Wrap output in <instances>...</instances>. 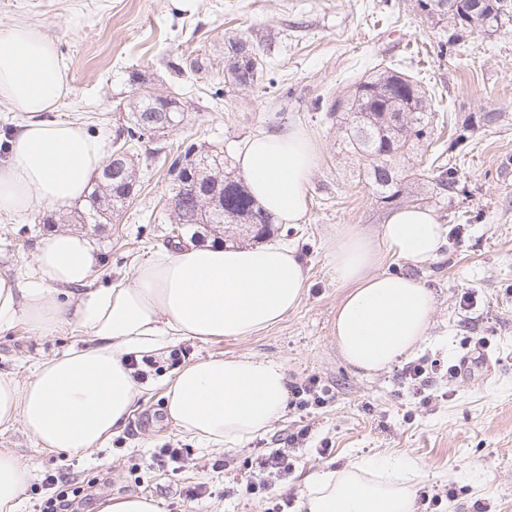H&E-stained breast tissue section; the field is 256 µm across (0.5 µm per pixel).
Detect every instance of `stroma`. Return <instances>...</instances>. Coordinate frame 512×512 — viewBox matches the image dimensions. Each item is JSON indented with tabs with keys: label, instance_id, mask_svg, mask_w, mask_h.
Masks as SVG:
<instances>
[{
	"label": "stroma",
	"instance_id": "obj_1",
	"mask_svg": "<svg viewBox=\"0 0 512 512\" xmlns=\"http://www.w3.org/2000/svg\"><path fill=\"white\" fill-rule=\"evenodd\" d=\"M16 23L39 27L64 60L69 92L57 118L106 142L123 126L119 104L131 74L187 103L183 124L143 147L146 180L118 220L79 225L103 258L95 286L118 282L169 246L163 206L170 177L161 146L188 139L232 155L256 132L306 128L317 154L307 220L270 231L297 248L308 270L299 306L253 336L181 339L171 347L188 364L242 354L273 359L288 383L315 376L331 390L324 406L287 407L268 432L241 448H202L165 420L162 381L172 368L168 353L157 354L150 388L124 426L91 453L50 452L21 426L0 428V451L13 452L31 474L16 512H38L46 477L65 464L92 496L76 502L75 512H99L107 499L127 494L157 499L162 512H261V504L232 489L249 479V456L287 447L289 434L303 425L311 426L310 438L296 450L294 473L282 488L292 500L288 512H300L309 474L341 469L359 455L409 463L415 489L443 492L435 512H512V25L460 31L422 12L416 0H0V28ZM235 36L264 53L261 77L248 87L224 82V44ZM196 56L209 58L206 70H172V63ZM396 64L434 90L435 122L454 143L445 162L458 171L457 189L421 188L423 207L448 226L438 257L414 263L387 254L376 267L410 276L434 296L428 335L409 356L427 367L421 392L399 363L375 375L355 373L332 336L345 293L330 263L336 233L350 225L378 238L392 207L360 177L343 131L318 102L376 66ZM218 87L224 95L216 101ZM486 112L497 113V121L483 125ZM49 212L35 206L22 224L0 216V271L17 274L22 285L31 281L40 241L56 230L42 221ZM94 344L72 322L35 336L19 321L0 332V373L22 380L41 361ZM452 364L461 367L453 377ZM166 445L188 449L180 467L151 465V454ZM325 445L329 455L319 456ZM200 482L207 496L187 501L184 487Z\"/></svg>",
	"mask_w": 512,
	"mask_h": 512
}]
</instances>
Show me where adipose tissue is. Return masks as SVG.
Returning <instances> with one entry per match:
<instances>
[{
	"mask_svg": "<svg viewBox=\"0 0 512 512\" xmlns=\"http://www.w3.org/2000/svg\"><path fill=\"white\" fill-rule=\"evenodd\" d=\"M68 92L65 64L53 40L17 24L0 29V101L28 116L0 140V215L21 218L35 206L64 210L81 200L105 164L103 139L76 122L54 118ZM251 193L279 224L304 223L316 150L301 126L260 132L237 158ZM448 227L429 209L390 214L379 239L346 226L331 262L348 292L334 325L336 345L354 371L372 374L411 351L428 333L431 292L414 279L376 273L382 252L415 263L433 259ZM98 248L83 234L42 240L29 287L0 274V330L25 322L33 335L74 320L96 344L42 361L25 380L0 373V426L21 425L52 451L86 454L112 435L145 391L124 358L168 343L251 336L294 310L307 286L295 247L187 243L140 262L132 276L96 288ZM76 291V306L59 288ZM287 379L279 362L252 356L210 357L166 381L167 421L201 447L235 449L264 434L285 411ZM30 479L18 456L0 452V512H14ZM414 490L395 465L359 458L312 474L304 512H413Z\"/></svg>",
	"mask_w": 512,
	"mask_h": 512,
	"instance_id": "ef3b65f1",
	"label": "adipose tissue"
}]
</instances>
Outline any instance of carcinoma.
<instances>
[{"label": "carcinoma", "mask_w": 512, "mask_h": 512, "mask_svg": "<svg viewBox=\"0 0 512 512\" xmlns=\"http://www.w3.org/2000/svg\"><path fill=\"white\" fill-rule=\"evenodd\" d=\"M420 10L448 20L454 27L470 32H496L512 23V0H417ZM261 67L260 50L241 46L235 39L225 44L224 76L230 84L246 87L255 84ZM125 98L128 149L139 155L144 142L139 117L149 112H169L180 117V99L159 95L140 78ZM432 95L422 82L392 67H381L354 83L349 90L328 98L327 117L342 124L350 152L366 162V175L378 197L387 204L419 201L413 186L417 173L396 171L397 158L411 152L415 144L434 134ZM171 164H182L191 179H199L207 191L224 199V215L205 207L189 191L174 192L169 214L170 232L203 229L220 224H258L254 237L265 234L272 218L247 190L236 166L225 152L208 151L195 142L182 141L170 147ZM444 151L436 153L428 172L436 188L457 187V170L442 162ZM131 194L112 187V180H95L83 202L69 214H54L48 224H109L129 205Z\"/></svg>", "instance_id": "carcinoma-1"}]
</instances>
